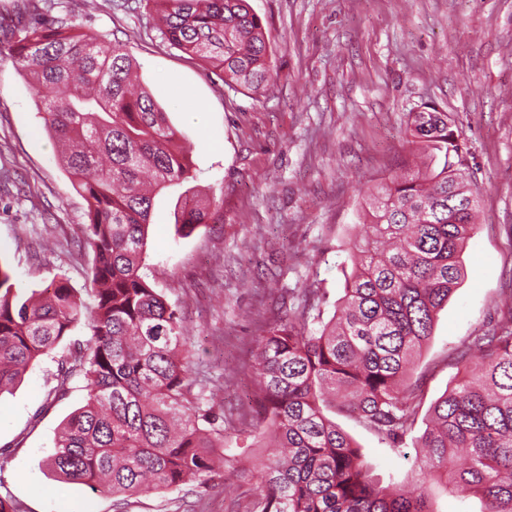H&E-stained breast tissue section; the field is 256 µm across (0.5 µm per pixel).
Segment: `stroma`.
I'll use <instances>...</instances> for the list:
<instances>
[{
    "instance_id": "obj_1",
    "label": "stroma",
    "mask_w": 512,
    "mask_h": 512,
    "mask_svg": "<svg viewBox=\"0 0 512 512\" xmlns=\"http://www.w3.org/2000/svg\"><path fill=\"white\" fill-rule=\"evenodd\" d=\"M50 20L122 42L136 75L192 150L191 190L214 208L190 237L174 235L177 191L157 196L145 265L183 313L195 377L219 390L224 419L250 412L251 350L301 289L330 300L344 287L345 247L367 186L410 161L406 120L432 103L453 117L482 190L465 278L416 363L425 403L458 375V348L512 289V0H250L276 53L279 79L251 94L225 86L171 46L150 0H30ZM18 0H0V263L24 292L63 277L89 284L84 201L38 115L40 97L17 70L10 30ZM188 99L175 101L174 93ZM60 351L0 394V495L19 512H228L222 480L193 491L116 500L56 480L46 466L62 421L86 397L75 377L58 392ZM336 422L382 483L401 482L417 456L353 418Z\"/></svg>"
}]
</instances>
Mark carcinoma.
Segmentation results:
<instances>
[{
  "instance_id": "carcinoma-1",
  "label": "carcinoma",
  "mask_w": 512,
  "mask_h": 512,
  "mask_svg": "<svg viewBox=\"0 0 512 512\" xmlns=\"http://www.w3.org/2000/svg\"><path fill=\"white\" fill-rule=\"evenodd\" d=\"M168 42L224 75L235 90L278 78L262 18L248 0H152ZM11 52L43 93L48 135L86 201L90 287L60 277L23 294L0 264V393L64 342L82 321L84 341L58 360L59 388L86 381L87 399L62 422L48 459L53 475L114 497L206 488L245 471L224 453L226 430L213 396L194 392L192 354L180 309L145 272L154 197L193 178L190 149L167 113L142 89L123 44L70 33L61 21H18ZM410 150L423 172L380 183L346 249L352 271L334 312L326 294L303 289L288 316L257 337L255 413L262 483L239 493L231 512H438L426 483L477 494L482 512H512V297L497 322L457 351L462 376L427 410L423 479L412 490L383 486L357 442L333 419L354 418L391 446L414 430L423 403L416 360L439 312L465 276L461 254L475 234L478 193L468 148L448 113L427 104L407 116ZM210 204L179 195L176 235L208 223ZM318 324L308 329L309 323Z\"/></svg>"
}]
</instances>
